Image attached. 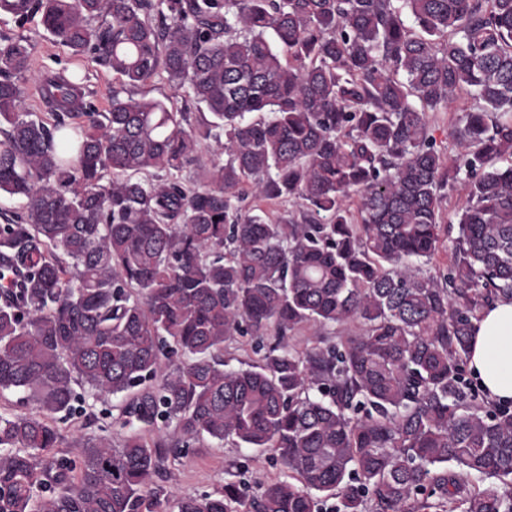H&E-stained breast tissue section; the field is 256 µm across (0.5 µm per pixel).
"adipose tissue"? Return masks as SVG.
<instances>
[{
    "instance_id": "obj_1",
    "label": "adipose tissue",
    "mask_w": 512,
    "mask_h": 512,
    "mask_svg": "<svg viewBox=\"0 0 512 512\" xmlns=\"http://www.w3.org/2000/svg\"><path fill=\"white\" fill-rule=\"evenodd\" d=\"M468 369L489 400H512V298H499L474 322Z\"/></svg>"
}]
</instances>
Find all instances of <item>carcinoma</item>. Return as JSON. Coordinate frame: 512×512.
<instances>
[{
    "label": "carcinoma",
    "mask_w": 512,
    "mask_h": 512,
    "mask_svg": "<svg viewBox=\"0 0 512 512\" xmlns=\"http://www.w3.org/2000/svg\"><path fill=\"white\" fill-rule=\"evenodd\" d=\"M13 2L211 119L117 91L101 112L76 71L27 112L30 45L0 35V199H21L0 213V394L35 404L0 413V512H512V402L466 378L473 321L512 298V0ZM461 93L447 162L429 117ZM246 180L301 218L246 212ZM455 186L451 267L426 276ZM247 335L257 358L228 367ZM78 387L121 399L130 434L51 459ZM163 427L272 450L283 475L178 497Z\"/></svg>",
    "instance_id": "obj_1"
}]
</instances>
